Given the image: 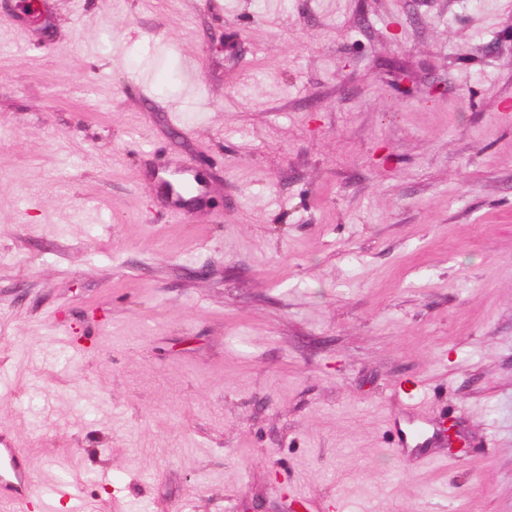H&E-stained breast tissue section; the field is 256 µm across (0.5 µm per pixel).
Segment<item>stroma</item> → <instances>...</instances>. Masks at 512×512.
Listing matches in <instances>:
<instances>
[{"label":"stroma","instance_id":"35a3bbf8","mask_svg":"<svg viewBox=\"0 0 512 512\" xmlns=\"http://www.w3.org/2000/svg\"><path fill=\"white\" fill-rule=\"evenodd\" d=\"M0 441L53 512H512V0H0Z\"/></svg>","mask_w":512,"mask_h":512}]
</instances>
